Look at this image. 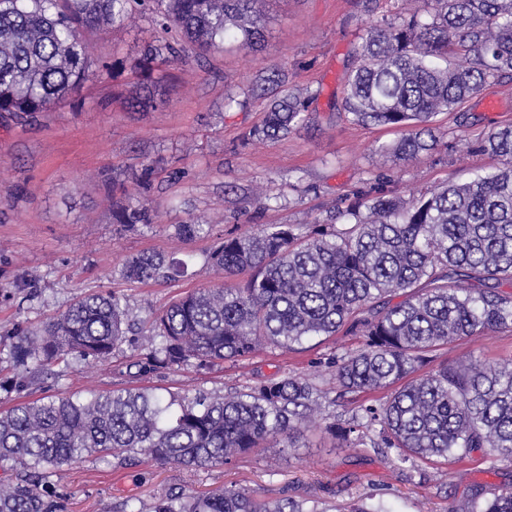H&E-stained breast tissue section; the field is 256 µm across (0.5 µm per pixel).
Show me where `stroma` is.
<instances>
[{"label": "stroma", "instance_id": "stroma-1", "mask_svg": "<svg viewBox=\"0 0 512 512\" xmlns=\"http://www.w3.org/2000/svg\"><path fill=\"white\" fill-rule=\"evenodd\" d=\"M264 42L251 51L234 45L205 58L187 53L171 66L164 105L133 112L118 100L138 79L131 69L94 73L75 98L33 118L0 116V337L17 325L41 326L77 297L113 291L139 317L160 313L175 296L214 284L208 254L218 235L236 236L269 224L330 223L360 191L377 189L409 201L444 182H462L488 157L469 151L493 128L512 125V79L488 83L434 122L435 150L417 159L386 161L379 146L395 130L365 126L342 110L344 77L366 30L396 17L393 0L365 12L363 0H259ZM158 31L133 13L122 24L85 30L96 63L132 61ZM281 71L287 89L308 105L307 118L288 135L244 143L262 124L266 102L249 97L261 72ZM152 169L151 191L131 172ZM148 200L153 221L124 229L112 222V202ZM210 235L190 241L178 227L194 221ZM177 252L186 273L168 283L123 279L125 260L142 253ZM338 333L288 352L267 347L236 364L210 369L188 364L147 379L159 391L221 394L293 374L327 391V419L348 418L350 398H338L329 360L357 347ZM135 352L121 345L111 359H76L51 367L23 389H0V409L61 393L109 392L131 386L126 365ZM459 357L481 362L512 358V331H494L437 352L436 363ZM512 482V465L491 464L476 451L463 462L433 468L400 463L396 450L341 447L322 428L304 431L293 447L275 440L227 465L182 468L135 456L119 464L88 457L63 476L61 512H137L171 494L236 487L261 500L292 498L328 507L360 499L390 512H469L475 494Z\"/></svg>", "mask_w": 512, "mask_h": 512}]
</instances>
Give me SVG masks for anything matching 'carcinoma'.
<instances>
[{
  "instance_id": "obj_1",
  "label": "carcinoma",
  "mask_w": 512,
  "mask_h": 512,
  "mask_svg": "<svg viewBox=\"0 0 512 512\" xmlns=\"http://www.w3.org/2000/svg\"><path fill=\"white\" fill-rule=\"evenodd\" d=\"M256 0H0V115L47 112L78 93L94 61L80 28L121 24L134 7L161 31L134 61L136 112L166 102L163 65L233 43L264 41ZM401 22L371 27L348 69L342 108L353 121L395 129L379 147L413 158L435 145L434 117L456 109L490 81L512 77V0H428ZM177 29L181 39L168 37ZM286 74L261 72L252 90L268 100L265 119L244 141L285 135L305 121V101L285 92ZM476 149L503 166L463 183H445L408 202L378 193L337 211L340 225L302 231L273 224L224 237L210 252L218 285L175 299L149 323L116 293L75 300L36 330L13 333L0 354L22 389L28 374L78 356L106 361L128 334L149 337L130 363L134 380L196 361L208 367L246 358L264 345L292 351L341 328L359 345L332 359L340 394L383 392L326 429L347 448H394L401 463L461 460L485 450L512 463V363L458 358L435 368L434 353L462 339L512 329V127L490 130ZM146 201L119 203L112 223H151ZM173 255L129 257L122 276L166 283L184 274ZM509 291H504V288ZM323 392L293 375L223 396L161 394L148 387L90 391L22 401L0 411V512H59L57 482L86 456L125 461L142 454L184 468L224 465L270 439L325 420ZM137 512H318L304 502H259L243 489L184 493ZM471 512H512L509 485L473 500Z\"/></svg>"
}]
</instances>
